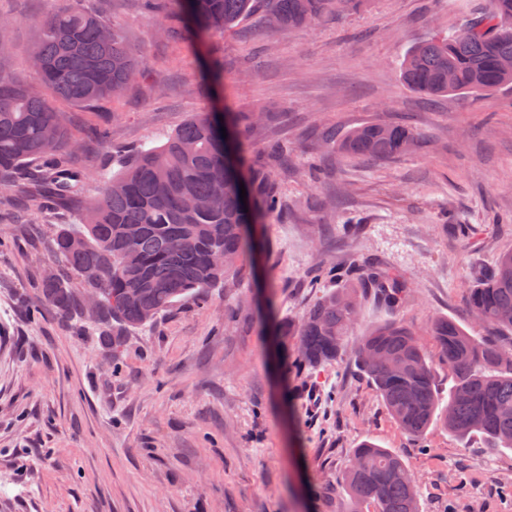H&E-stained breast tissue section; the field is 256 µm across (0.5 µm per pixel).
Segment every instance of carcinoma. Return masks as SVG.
Wrapping results in <instances>:
<instances>
[{
  "mask_svg": "<svg viewBox=\"0 0 512 512\" xmlns=\"http://www.w3.org/2000/svg\"><path fill=\"white\" fill-rule=\"evenodd\" d=\"M60 0L56 12L38 27L31 56L41 62L47 93L30 90L0 70V205L15 208L19 223L41 213L58 197L72 193L70 159L60 153L70 136L68 113L51 98L91 105L144 75L119 28L101 16ZM368 0H262L276 14L281 31L304 28L329 16L361 11ZM162 20L169 38L197 51L216 32L247 17L257 0H143ZM512 0H488L446 36L413 45L401 63L407 89L423 98L450 94L482 95L512 85ZM231 112L190 118L179 129L143 145L103 179L100 196L84 203L81 222L65 224L48 242L60 267L43 275L45 305L72 318L83 316L80 289L99 293L94 324L117 353L125 337L152 323L177 304L204 301L254 249L253 226L279 216L281 200L272 172L257 174L247 147L235 135L239 174L224 166L221 127L233 126ZM416 134L404 125L369 124L352 129L337 149L358 159L399 157ZM36 161L41 174L21 183L12 173ZM249 201H240V183ZM137 236L131 249L127 240ZM184 247L174 251L170 241ZM343 283L325 292L298 321H283L282 345L299 340L296 367L317 373L348 350L358 325L361 299L371 293L395 311L406 300L407 285L378 261L355 260L317 273ZM135 290L139 298L130 301ZM470 307L486 326L512 335V250L501 254L493 272L470 287ZM454 386L443 399L435 373L417 335L399 320L368 328L352 354L389 414L410 437L420 439L434 425L466 437L479 433L500 449L512 450V349L480 341L456 322L437 319L430 328ZM341 481L351 512L372 505L376 512H419V493L403 458L372 441L353 451Z\"/></svg>",
  "mask_w": 512,
  "mask_h": 512,
  "instance_id": "cac0c4a2",
  "label": "carcinoma"
}]
</instances>
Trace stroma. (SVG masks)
Listing matches in <instances>:
<instances>
[{"label":"stroma","instance_id":"stroma-1","mask_svg":"<svg viewBox=\"0 0 512 512\" xmlns=\"http://www.w3.org/2000/svg\"><path fill=\"white\" fill-rule=\"evenodd\" d=\"M77 5L117 25L146 74L89 106L57 101L74 116L64 155L87 149L83 200L96 197L99 169L203 112L256 116L246 135L255 166H267L278 143L295 171L276 176L283 218L259 225L255 257L207 303H180L129 334L117 356L95 329L73 331L39 293L52 265L45 243L78 223L75 203L56 205L29 234L0 207V512H349L341 474L367 440L402 455L420 512H512V451L438 426L412 440L348 353L320 370L325 394L316 396L261 330L301 318L334 288L311 283L312 270L376 257L409 297L394 313L365 297L362 323L410 324L440 393L452 380L430 334L435 319L512 347L469 303L473 282L512 250V224L487 221L512 215V86L424 99L400 79L411 45L459 28L486 0H370L362 12L280 35L266 31L258 9L215 39L224 76L213 83L209 55L163 36L139 0ZM56 6L0 0V39L11 50L0 69L35 89L43 82L28 55ZM107 117L105 152L94 130ZM365 123L409 126L418 143L386 161L335 153L321 176H306L307 161L326 153L325 131ZM459 223L474 225L469 240L454 233Z\"/></svg>","mask_w":512,"mask_h":512}]
</instances>
